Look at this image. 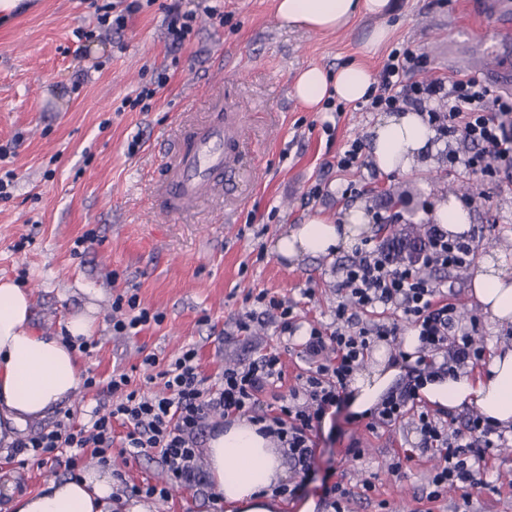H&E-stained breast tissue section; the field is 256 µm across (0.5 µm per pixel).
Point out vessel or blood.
<instances>
[{
	"label": "vessel or blood",
	"instance_id": "b4317fda",
	"mask_svg": "<svg viewBox=\"0 0 512 512\" xmlns=\"http://www.w3.org/2000/svg\"><path fill=\"white\" fill-rule=\"evenodd\" d=\"M240 136L237 110L224 105L216 119L184 131L166 157L159 206L174 217L220 186L235 166Z\"/></svg>",
	"mask_w": 512,
	"mask_h": 512
}]
</instances>
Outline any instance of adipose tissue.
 I'll return each instance as SVG.
<instances>
[{"mask_svg": "<svg viewBox=\"0 0 512 512\" xmlns=\"http://www.w3.org/2000/svg\"><path fill=\"white\" fill-rule=\"evenodd\" d=\"M277 17L290 29L336 32L357 17H372L378 24L365 45L372 52L384 44L390 30L382 20L394 11L392 0H275ZM371 75L362 62L351 61L328 75L310 67L296 78L295 96L311 111L336 98L357 103L369 94ZM434 136L420 113L385 116L373 129L371 156L384 172L411 171ZM367 229L362 210H349L345 223L324 217L279 236L272 245L281 257L329 254L357 244ZM472 295L489 322L512 323V270L492 258L482 259L473 275ZM33 301L17 284L0 281V444L11 445L34 421L43 419L78 390L80 373L75 354L61 337L35 332ZM370 372L354 375L349 384L354 407L372 408L401 372L385 348L374 350ZM429 402L451 409L476 406L498 427H512V348L492 351L484 375H456L426 384L421 390ZM211 481L229 512H278L280 501L271 488L283 472L282 459L271 438L259 434L248 421H234L216 430L207 449ZM114 481L109 469H92L62 480L51 479L37 491L8 496L6 512H112Z\"/></svg>", "mask_w": 512, "mask_h": 512, "instance_id": "adipose-tissue-1", "label": "adipose tissue"}]
</instances>
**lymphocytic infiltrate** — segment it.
Instances as JSON below:
<instances>
[{
    "label": "lymphocytic infiltrate",
    "instance_id": "lymphocytic-infiltrate-1",
    "mask_svg": "<svg viewBox=\"0 0 512 512\" xmlns=\"http://www.w3.org/2000/svg\"><path fill=\"white\" fill-rule=\"evenodd\" d=\"M427 62L425 54L405 47L393 50L384 62L376 89L363 109L398 111L413 108L428 118L439 137L459 138L474 145V152L452 154L451 165L463 166L483 176L494 164L512 159V131L503 115L512 113V99L497 95L478 77L413 82L409 76ZM446 101V108H431L432 100ZM400 245L377 244L361 250L357 259L341 269L344 298L336 306V327L325 332L311 327L302 343L309 363L301 385L288 396L276 398L266 413H259L260 393L282 377L278 352L269 351L250 363L229 366L220 386L208 385L196 363L197 352L188 348L165 369H157L155 355L142 359L156 368L162 389L146 394L127 373L113 374L106 390L114 400L106 413L96 414L91 424L78 423L65 413L36 435L16 440L25 461L38 464L65 462L75 468L80 454L91 452L101 464L112 455L115 426L126 434L121 441L126 454L138 456L154 450L165 469L163 483L132 486L133 495L168 499L173 489L192 484L198 475L196 432L205 413L224 418H244L258 425L262 435L276 437L280 448L299 474L315 463L313 434L330 410L341 409L347 400V384L375 343L395 342L397 325L379 323L354 326L356 313L397 308L417 331L420 345L415 354H402L408 368L402 385L389 390L369 412L372 427H392L408 413H416L414 430L419 437L414 450L435 451L430 498L450 489L463 491L486 487L487 455L499 447L505 435L498 426L471 414L464 429L426 411H416L422 387L433 379L456 375L482 362L486 351L477 344V321H463L455 304L442 300L441 285L420 276L416 264L456 270L470 266L475 257L473 237L449 236L430 226L426 237L408 263H400ZM112 330L127 335L150 324H161L163 315L140 307L137 295L119 294L112 301Z\"/></svg>",
    "mask_w": 512,
    "mask_h": 512
}]
</instances>
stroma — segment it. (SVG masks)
Returning <instances> with one entry per match:
<instances>
[{"instance_id":"obj_1","label":"stroma","mask_w":512,"mask_h":512,"mask_svg":"<svg viewBox=\"0 0 512 512\" xmlns=\"http://www.w3.org/2000/svg\"><path fill=\"white\" fill-rule=\"evenodd\" d=\"M93 2L21 0L26 20L0 17V144L19 140L10 164L17 176L13 194L0 200V278L31 291L32 324L39 331L58 333L68 316L95 305L98 346L78 354L82 375L105 382L124 371L145 384L146 354L164 366L192 346L200 372L216 383L225 366L274 349L284 371L276 391L287 395L308 366L299 354L305 328H334L341 298L337 269L353 258L344 250L294 261L273 253L279 235L316 215L338 222L355 207L370 217L396 214L398 223L370 224L367 240L413 237L425 232L440 199L475 181L486 196L467 208L478 255L512 250V163H498L494 177L480 181L463 168H449V144L436 139L412 172L388 174L370 162L343 171L336 165L339 154L353 139L369 140L378 113L355 104L338 113L312 112L293 94L294 79L305 68L333 73L360 57L376 75L393 49L408 45L429 58L416 80L472 74L512 97V88L492 77L496 70L512 72V52H499L496 19L484 14L485 0H396L387 19L392 36L368 57L361 49L375 25L369 18L339 33L289 31L279 25L273 0H221L220 21L205 11L210 0H201L193 34L175 47L167 36L172 0L141 5L120 32L98 24ZM79 29L86 38L76 37ZM161 73L168 81L149 111L121 110L125 97ZM221 99L242 116L237 169L219 192L161 221L155 185L165 177V157L185 128L211 119ZM327 122L336 126L333 134L324 133ZM134 139L140 146L131 155L127 145ZM350 183L357 188L352 196L344 192ZM317 184L321 194L310 196ZM89 230L95 240L75 249ZM433 276L451 281V299L464 317L479 318L486 347L512 342V325L491 324L473 301L471 271L437 270ZM263 290L293 305L300 332L282 333L278 320L252 303ZM124 292L162 313V323L134 336L114 335L112 300ZM244 318L251 321L246 332L238 329ZM111 403L103 390L79 389L28 431L52 425L67 411L88 422L93 410L107 411ZM416 439L410 421L371 430L343 408L314 435L315 464L301 500L316 499V512H331L320 501L321 483L330 475L354 492L348 512H512V440L492 450L488 487L466 500L451 491L431 501L432 452L416 453L400 474L389 468L395 453ZM354 440L364 448L357 460L344 454ZM111 469L125 496L132 485L164 476L150 450L134 459L113 447ZM69 475L65 465L22 466L0 452V488L14 493ZM367 481L374 485L369 493L362 488ZM213 493L203 462L195 484L145 507L219 512ZM301 500L285 502L283 512H298Z\"/></svg>"}]
</instances>
